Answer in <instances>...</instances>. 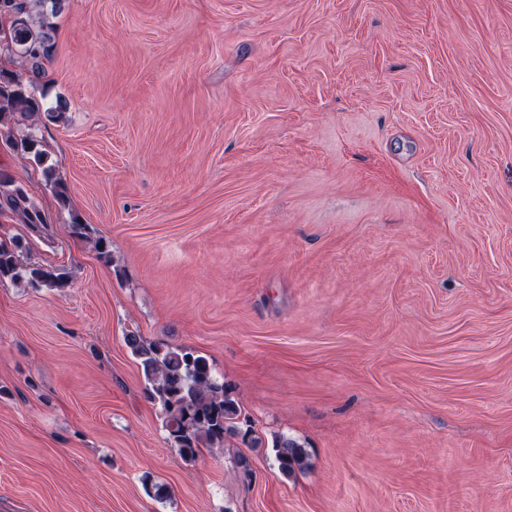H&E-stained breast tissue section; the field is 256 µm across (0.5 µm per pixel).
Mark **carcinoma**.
I'll use <instances>...</instances> for the list:
<instances>
[{
	"label": "carcinoma",
	"mask_w": 512,
	"mask_h": 512,
	"mask_svg": "<svg viewBox=\"0 0 512 512\" xmlns=\"http://www.w3.org/2000/svg\"><path fill=\"white\" fill-rule=\"evenodd\" d=\"M51 2L50 11L43 10ZM63 0H0V20L7 21V52L18 58L26 76L0 70V135L21 158L33 162L59 205L69 206L66 180L58 164L48 161L40 141L28 133L15 137L14 129L41 114L48 121L62 119L68 104L57 99L45 108L36 96L46 66L56 53V27L50 17L61 10ZM0 209L35 232L47 229L46 215L31 201L26 189L13 175L0 168ZM25 247L14 239L0 241V282L9 280L31 288L59 290L69 284L67 273L53 266L24 260ZM125 343L142 370L146 399L161 409L168 441L180 457L191 462L202 448H221L235 437H242L252 448L263 446L253 436L250 417L231 395L227 385L217 380L206 356L182 346L146 343L136 334L125 336ZM280 472L291 477L303 468L305 454L295 440L278 436L272 441Z\"/></svg>",
	"instance_id": "1"
}]
</instances>
